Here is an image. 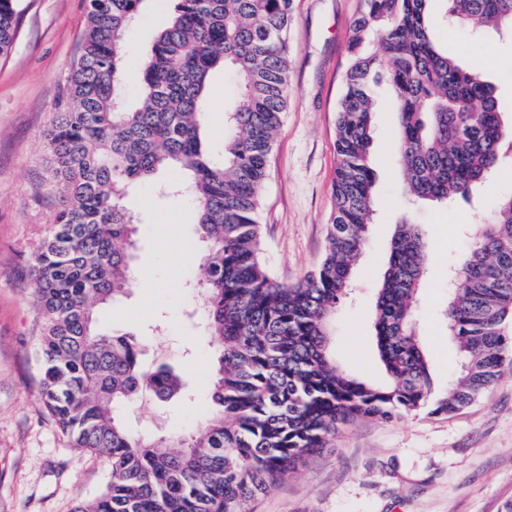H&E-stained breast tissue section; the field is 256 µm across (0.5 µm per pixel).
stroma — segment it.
Segmentation results:
<instances>
[{
  "instance_id": "obj_1",
  "label": "stroma",
  "mask_w": 512,
  "mask_h": 512,
  "mask_svg": "<svg viewBox=\"0 0 512 512\" xmlns=\"http://www.w3.org/2000/svg\"><path fill=\"white\" fill-rule=\"evenodd\" d=\"M169 0H145L126 36L128 93L137 95L140 56L166 24ZM289 29L288 108L269 156L261 202L262 259L275 279L293 282L314 270L334 207L336 113L352 20L359 0H293ZM17 39L0 56V512H74L111 477L107 460L72 447L42 404L36 387L38 323L29 270L59 205L47 193L45 134L66 100L72 62L81 51L85 0H20ZM437 38L461 66L476 65L512 113V33H478L456 25ZM495 46L486 55L483 42ZM376 102L371 147L374 223L356 270L357 288L337 308L329 349L342 370L383 381L373 336L375 294L392 235L402 221L420 225L429 266L416 313L419 341L434 379L446 383L459 367L443 313L448 268L500 195L512 189L502 173L471 203H412L398 167L397 123L387 83L371 85ZM239 91L216 74L209 90L208 134L221 140L225 114ZM140 220L136 284L101 322L137 337L143 362H165L184 380L166 401L144 396L122 408L137 435H189L208 411L214 348L189 282L201 276L194 216L188 204L160 200L138 187ZM512 502V370L480 400L449 415L420 411L390 420L359 417L342 426L328 448L307 457L250 512H503Z\"/></svg>"
}]
</instances>
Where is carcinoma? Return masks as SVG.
Segmentation results:
<instances>
[{"mask_svg":"<svg viewBox=\"0 0 512 512\" xmlns=\"http://www.w3.org/2000/svg\"><path fill=\"white\" fill-rule=\"evenodd\" d=\"M144 0H88L67 103L48 132L47 191L60 206L32 258L31 295L41 321L38 394L76 448L111 467L102 494L75 512H249L294 463L355 416L450 414L477 400L512 363L502 324L512 316V193L501 198L453 266L446 325L461 359L445 389L434 386L417 339L415 311L428 245L399 224L378 289L374 337L387 381L343 372L328 350L329 321L352 288L374 221L370 149L373 73L393 91L399 164L416 200L467 199L512 168V119L482 70L463 68L435 39L431 0H360L352 22L336 116L334 208L320 265L293 284L261 260L260 205L269 155L288 105L292 0H173L166 26L143 55L129 100L124 35ZM471 27L512 32V0H443ZM18 0H0V56L17 37ZM376 39L380 52L368 50ZM230 69L240 100L235 133L215 146L206 130L213 76ZM155 183L187 200L206 244L201 310L217 350L210 409L188 435H135L117 411L145 392L181 389L173 369H142L143 347L100 329L96 310L133 286L139 219L133 190Z\"/></svg>","mask_w":512,"mask_h":512,"instance_id":"carcinoma-1","label":"carcinoma"}]
</instances>
